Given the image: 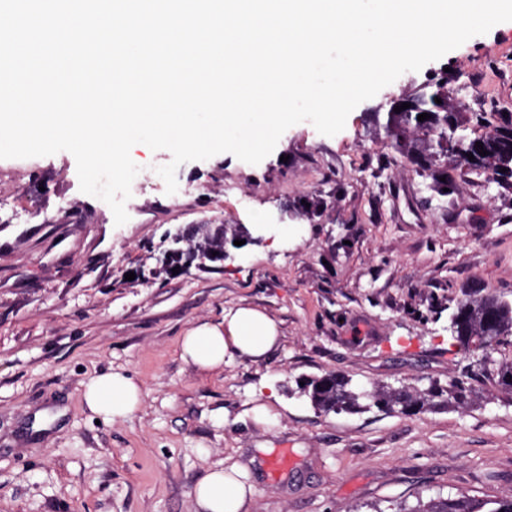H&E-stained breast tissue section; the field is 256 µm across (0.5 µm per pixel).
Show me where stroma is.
Returning <instances> with one entry per match:
<instances>
[{
	"label": "stroma",
	"mask_w": 512,
	"mask_h": 512,
	"mask_svg": "<svg viewBox=\"0 0 512 512\" xmlns=\"http://www.w3.org/2000/svg\"><path fill=\"white\" fill-rule=\"evenodd\" d=\"M443 70L457 111L512 113V22L402 74L334 136L306 121L259 164L221 153L180 165L171 195L156 172L171 153L133 146L120 226L81 192L71 153L0 159V512H193L196 484L235 463L256 489L245 512L512 500V396L487 385L470 408L404 416L325 414L293 393L329 372L447 382L468 363L450 338L457 305L512 302V189L473 170L437 195L371 120ZM306 196L321 201L310 216L296 211ZM191 224L274 230L224 264L162 272L165 232ZM239 305L278 322L271 353L210 373L184 363L186 329ZM111 369L144 402L99 422L82 384Z\"/></svg>",
	"instance_id": "35a3bbf8"
}]
</instances>
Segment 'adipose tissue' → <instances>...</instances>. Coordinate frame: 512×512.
I'll return each instance as SVG.
<instances>
[{"label": "adipose tissue", "instance_id": "obj_1", "mask_svg": "<svg viewBox=\"0 0 512 512\" xmlns=\"http://www.w3.org/2000/svg\"><path fill=\"white\" fill-rule=\"evenodd\" d=\"M279 338L277 322L264 311L249 305L236 307L217 322L204 321L184 334L180 357L202 373L221 368L225 359L238 357L257 361L265 358ZM86 408L107 421L127 418L143 403L141 385L119 371L90 378L83 386ZM243 468H215L194 487L197 512H242L255 494L244 480Z\"/></svg>", "mask_w": 512, "mask_h": 512}]
</instances>
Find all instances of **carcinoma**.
<instances>
[{
	"label": "carcinoma",
	"mask_w": 512,
	"mask_h": 512,
	"mask_svg": "<svg viewBox=\"0 0 512 512\" xmlns=\"http://www.w3.org/2000/svg\"><path fill=\"white\" fill-rule=\"evenodd\" d=\"M437 97L441 99L439 104L435 102ZM405 100L410 103L409 108L399 113L390 109L383 114L378 112L376 119L383 122L391 156L406 159L432 192L441 195L443 189L451 187L450 171L463 174L471 169H481L501 187L512 188V113L477 112L474 118H467L448 107V81L442 79L426 84ZM423 113L430 118L420 122L418 115ZM472 121L484 129L482 134H468ZM452 131L465 137V141L448 144V133ZM478 142L483 147H477ZM482 149L487 155L479 154ZM469 153L473 158L467 157ZM242 233V227L236 224L222 230L193 227L181 250L163 257V270L168 273L176 266L198 262L201 251L219 252L224 239ZM453 317L457 335L466 336L479 346L488 344L495 350L512 346V302L493 296L473 297L460 302ZM476 383H488L511 396L512 361L499 360L491 371L471 362L460 378L450 379L444 385L438 381L427 385L408 383L403 392L388 384L366 387L336 373L305 378L299 391L316 410L324 413H363L373 409L392 412L404 404L411 416L473 405L477 400ZM392 512H512V500L491 502L462 494L425 501L419 496L415 505L400 503Z\"/></svg>",
	"instance_id": "obj_1"
}]
</instances>
